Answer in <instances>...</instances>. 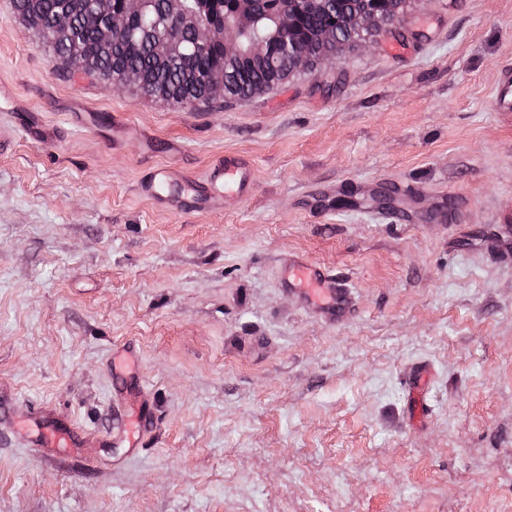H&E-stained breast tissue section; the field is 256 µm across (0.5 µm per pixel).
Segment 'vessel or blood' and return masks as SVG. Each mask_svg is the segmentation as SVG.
I'll return each mask as SVG.
<instances>
[{
	"mask_svg": "<svg viewBox=\"0 0 512 512\" xmlns=\"http://www.w3.org/2000/svg\"><path fill=\"white\" fill-rule=\"evenodd\" d=\"M493 106L499 112H512V70L502 72L493 97ZM251 172L246 161L239 157L227 156L216 161L211 167L205 182L190 179L182 184H173L165 168H158L140 190L155 203L173 209L182 208L186 202L197 207H205L215 197L236 199L247 194ZM288 285L303 284L305 301H315L324 296L320 309L336 319H346L352 312L349 292L332 275L319 265L298 259L288 264Z\"/></svg>",
	"mask_w": 512,
	"mask_h": 512,
	"instance_id": "vessel-or-blood-1",
	"label": "vessel or blood"
}]
</instances>
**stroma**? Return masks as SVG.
I'll return each instance as SVG.
<instances>
[{
  "label": "stroma",
  "instance_id": "35a3bbf8",
  "mask_svg": "<svg viewBox=\"0 0 512 512\" xmlns=\"http://www.w3.org/2000/svg\"><path fill=\"white\" fill-rule=\"evenodd\" d=\"M509 64L512 0H413L368 48L185 110L65 70L0 0V512H512ZM225 154L252 169L233 203L138 192ZM292 259L343 278L348 320L286 290ZM493 106L497 112H512V70L502 72L493 97Z\"/></svg>",
  "mask_w": 512,
  "mask_h": 512
}]
</instances>
